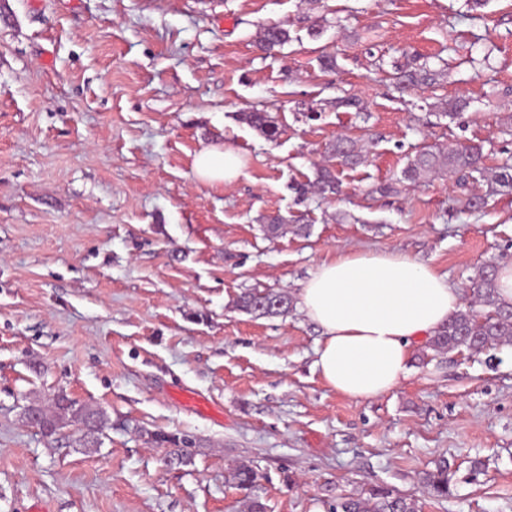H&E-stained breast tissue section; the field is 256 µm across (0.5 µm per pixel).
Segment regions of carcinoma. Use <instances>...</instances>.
I'll return each mask as SVG.
<instances>
[{
  "label": "carcinoma",
  "instance_id": "carcinoma-1",
  "mask_svg": "<svg viewBox=\"0 0 512 512\" xmlns=\"http://www.w3.org/2000/svg\"><path fill=\"white\" fill-rule=\"evenodd\" d=\"M288 29L276 24L259 29L257 46L263 51L281 47L288 43ZM445 69L421 67H398L392 74L393 85L404 90L419 85H432L444 77ZM238 118L269 141L276 140L278 126L269 112L259 110L242 111ZM328 154L349 166L365 161L358 141L338 135L328 146ZM512 167L505 165L502 171L486 178L481 148L476 145H450L446 149H423L410 160L405 168L404 179L410 182L426 180L440 173L450 172L465 182L469 179H485L491 191L512 187ZM296 191L303 199L314 194L320 197L340 193L336 174L332 168H317L315 178L305 184H299ZM263 230L270 237H278L288 232V218L275 215L266 218ZM496 269L484 266L478 270L470 288L469 309L460 311L448 319V322L431 337L428 348L435 352H449L461 348L476 351L495 349L512 342V306L505 307L497 297ZM291 299L288 295L275 292H251L240 298V307L248 312H257L264 316H277L288 310ZM49 413L39 405H31L25 412L40 415L39 428L43 437L53 440L54 436L66 425L67 415L79 418L82 425V446L100 444V434L106 424L104 412L90 406L75 407V402L65 394L57 395ZM448 461L442 460L435 470L427 471L422 484L429 493L437 498H446L450 492ZM232 481L246 491L245 512H265V504L254 494L257 473L248 464L241 462L230 472ZM332 512H419L417 500L388 487H375L359 494L336 498Z\"/></svg>",
  "mask_w": 512,
  "mask_h": 512
}]
</instances>
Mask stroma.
Masks as SVG:
<instances>
[{
	"label": "stroma",
	"instance_id": "stroma-1",
	"mask_svg": "<svg viewBox=\"0 0 512 512\" xmlns=\"http://www.w3.org/2000/svg\"><path fill=\"white\" fill-rule=\"evenodd\" d=\"M279 22L289 42L260 52ZM404 65L447 75L400 93ZM458 95L470 108L439 115ZM250 108L276 142L239 120ZM339 134L365 162L337 166L341 197L297 200ZM225 142L245 156L237 181L196 180L199 150ZM459 142L490 171L512 164V0H0V512H243L240 462L266 512H330L374 486L422 512H512V344L417 345L397 388L358 402L315 369L320 332L297 305L239 306L295 295L340 249L406 253L463 289L512 262L511 190L403 178L417 151ZM466 194L483 205L454 207ZM275 214L308 234L267 237ZM60 392L104 411L101 445L22 419ZM159 431L192 439L186 463L167 465ZM442 456L455 473L437 500L420 475ZM238 118L266 140L275 141L278 136V126L270 112L249 110L239 112ZM291 299L288 295L275 292H251L240 298V307L248 312H258L264 316H277L288 310ZM266 304V307L259 308Z\"/></svg>",
	"mask_w": 512,
	"mask_h": 512
}]
</instances>
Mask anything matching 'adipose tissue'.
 Returning a JSON list of instances; mask_svg holds the SVG:
<instances>
[{
  "instance_id": "adipose-tissue-1",
  "label": "adipose tissue",
  "mask_w": 512,
  "mask_h": 512,
  "mask_svg": "<svg viewBox=\"0 0 512 512\" xmlns=\"http://www.w3.org/2000/svg\"><path fill=\"white\" fill-rule=\"evenodd\" d=\"M244 158L233 146L209 145L196 156L198 180L233 183ZM464 304L447 275L407 254L340 252L316 265L297 290V305L322 336L315 367L337 393L366 401L407 376L415 344L432 336Z\"/></svg>"
}]
</instances>
